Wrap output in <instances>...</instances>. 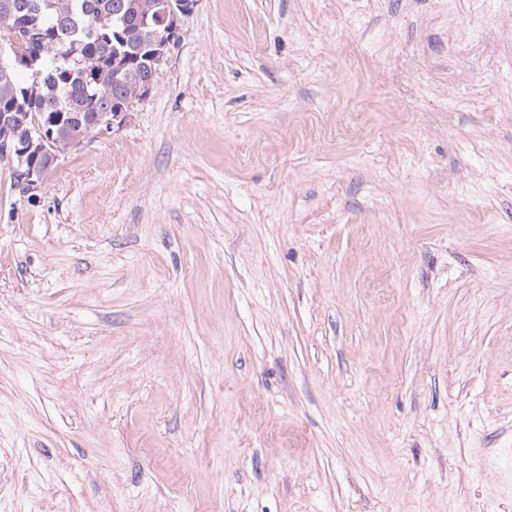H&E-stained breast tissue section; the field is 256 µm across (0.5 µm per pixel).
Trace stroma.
Returning a JSON list of instances; mask_svg holds the SVG:
<instances>
[{"instance_id": "1", "label": "stroma", "mask_w": 512, "mask_h": 512, "mask_svg": "<svg viewBox=\"0 0 512 512\" xmlns=\"http://www.w3.org/2000/svg\"><path fill=\"white\" fill-rule=\"evenodd\" d=\"M183 29L0 161V512H512V0Z\"/></svg>"}]
</instances>
